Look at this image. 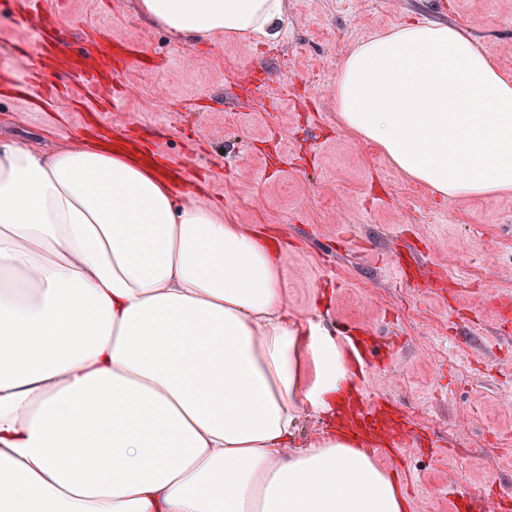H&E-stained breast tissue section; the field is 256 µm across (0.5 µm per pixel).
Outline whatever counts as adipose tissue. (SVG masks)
Returning a JSON list of instances; mask_svg holds the SVG:
<instances>
[{"label":"adipose tissue","instance_id":"adipose-tissue-1","mask_svg":"<svg viewBox=\"0 0 512 512\" xmlns=\"http://www.w3.org/2000/svg\"><path fill=\"white\" fill-rule=\"evenodd\" d=\"M183 42L278 40L285 0H137ZM342 124L448 198L512 192V76L444 23L352 48ZM277 246L95 138L0 140V512H408L335 433L358 372L288 319ZM330 431L325 415L311 411L302 413L295 447L304 448L314 438Z\"/></svg>","mask_w":512,"mask_h":512}]
</instances>
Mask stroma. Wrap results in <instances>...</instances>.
<instances>
[{
	"label": "stroma",
	"instance_id": "35a3bbf8",
	"mask_svg": "<svg viewBox=\"0 0 512 512\" xmlns=\"http://www.w3.org/2000/svg\"><path fill=\"white\" fill-rule=\"evenodd\" d=\"M84 61L86 33L135 50L94 88L51 60L19 61L41 29L0 26V136L51 145L95 130L143 136L194 176L191 191L272 233L289 319L385 342L358 379L425 433L379 465L409 512H455L451 490L512 495V193L448 199L343 126L336 78L359 42L444 22L512 75V0H287L282 37L192 44L142 19L135 0H43ZM65 94L35 100L34 67ZM263 84L268 96L250 91Z\"/></svg>",
	"mask_w": 512,
	"mask_h": 512
}]
</instances>
